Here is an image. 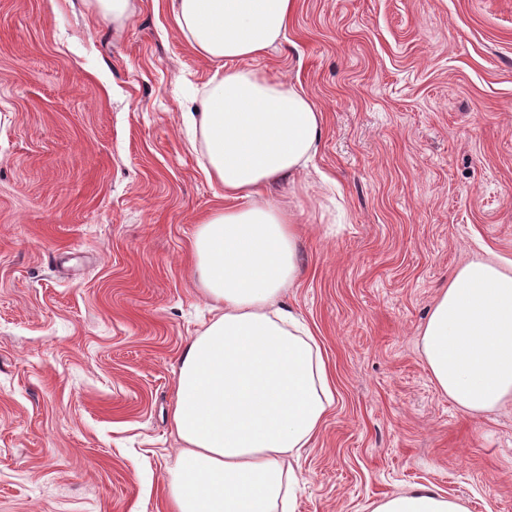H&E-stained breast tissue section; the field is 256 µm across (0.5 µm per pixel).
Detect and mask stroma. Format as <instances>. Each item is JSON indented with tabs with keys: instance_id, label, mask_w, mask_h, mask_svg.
I'll return each instance as SVG.
<instances>
[{
	"instance_id": "stroma-1",
	"label": "stroma",
	"mask_w": 512,
	"mask_h": 512,
	"mask_svg": "<svg viewBox=\"0 0 512 512\" xmlns=\"http://www.w3.org/2000/svg\"><path fill=\"white\" fill-rule=\"evenodd\" d=\"M168 3L0 0V512H171L174 366L216 315L189 246L225 200L183 125L219 65ZM246 66L323 116L271 191L336 389L295 512H512V406L461 412L418 345L459 266L512 263V0H298ZM372 512H469L461 499H451L428 487L402 490L374 503Z\"/></svg>"
}]
</instances>
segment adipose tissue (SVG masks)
<instances>
[{
	"label": "adipose tissue",
	"instance_id": "obj_1",
	"mask_svg": "<svg viewBox=\"0 0 512 512\" xmlns=\"http://www.w3.org/2000/svg\"><path fill=\"white\" fill-rule=\"evenodd\" d=\"M297 0H170L172 18L202 57L225 62L187 115L209 178L230 207L192 241L205 297L224 311L184 348L172 424L181 442L169 482L172 512H294L292 463L334 402L331 369L314 332L282 307L297 280L298 226L264 197L305 169L322 115L302 90L243 68L284 35ZM436 387L468 415L512 402V269L461 265L419 332ZM372 512H469L428 487L402 490Z\"/></svg>",
	"mask_w": 512,
	"mask_h": 512
}]
</instances>
